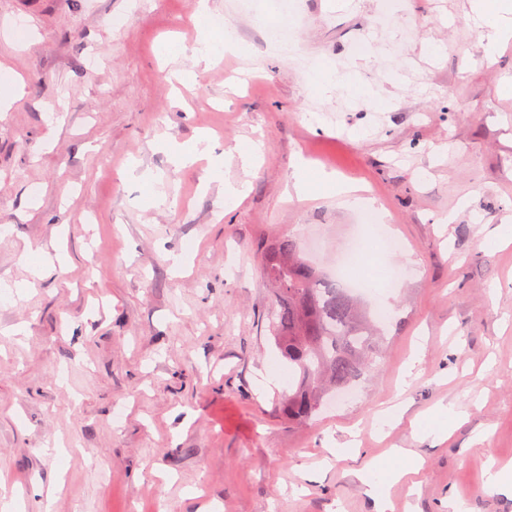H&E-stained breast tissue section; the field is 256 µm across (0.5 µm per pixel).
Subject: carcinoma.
<instances>
[{"label":"carcinoma","mask_w":512,"mask_h":512,"mask_svg":"<svg viewBox=\"0 0 512 512\" xmlns=\"http://www.w3.org/2000/svg\"><path fill=\"white\" fill-rule=\"evenodd\" d=\"M262 264L275 298L274 343L298 373L284 404L289 416L308 422L331 394L359 383L382 330L371 329L346 289L324 281L294 239L268 246Z\"/></svg>","instance_id":"1"}]
</instances>
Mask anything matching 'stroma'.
Listing matches in <instances>:
<instances>
[{
    "label": "stroma",
    "instance_id": "35a3bbf8",
    "mask_svg": "<svg viewBox=\"0 0 512 512\" xmlns=\"http://www.w3.org/2000/svg\"><path fill=\"white\" fill-rule=\"evenodd\" d=\"M195 2L0 0V66L22 81L0 109V505L375 512L359 472L403 448L423 465L389 487L390 512H512L485 481L512 463V244H486L512 225V42L487 55L469 0H295L290 42L371 90L324 92L270 50L265 0L204 17ZM214 16L239 39L209 61L194 49L219 38ZM177 69L193 77L176 91ZM201 132L220 179L159 148ZM301 161L366 183L403 244L392 314L359 299L386 329L373 372L303 424L283 410L260 253L290 235L327 272L372 229L333 193L298 198ZM132 162L155 183L127 178ZM267 374L281 383L264 392ZM451 404L452 435H422ZM353 439L358 457L332 456Z\"/></svg>",
    "mask_w": 512,
    "mask_h": 512
}]
</instances>
